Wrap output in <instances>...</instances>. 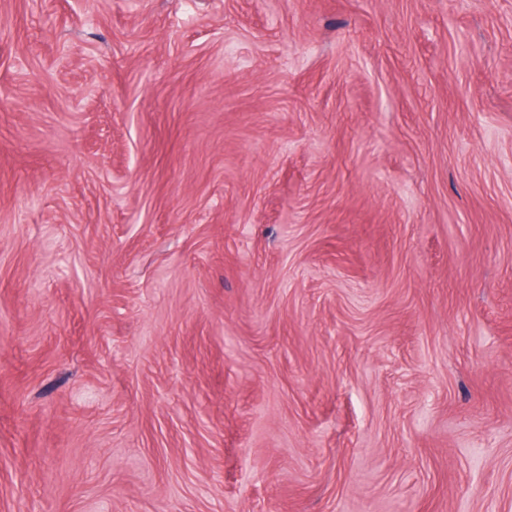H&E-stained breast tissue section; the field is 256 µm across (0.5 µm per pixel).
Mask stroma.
Instances as JSON below:
<instances>
[{"mask_svg": "<svg viewBox=\"0 0 512 512\" xmlns=\"http://www.w3.org/2000/svg\"><path fill=\"white\" fill-rule=\"evenodd\" d=\"M512 512V0H0V512Z\"/></svg>", "mask_w": 512, "mask_h": 512, "instance_id": "1", "label": "stroma"}]
</instances>
